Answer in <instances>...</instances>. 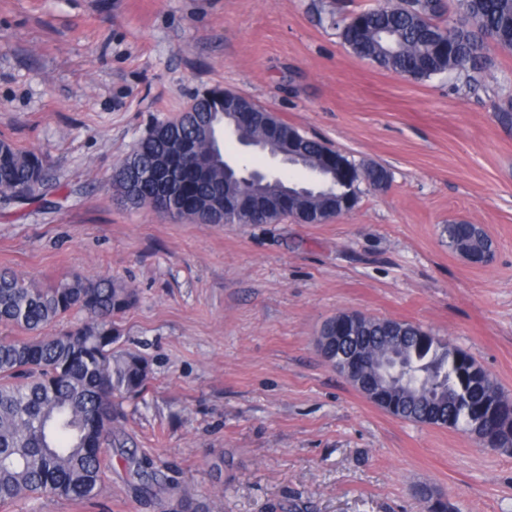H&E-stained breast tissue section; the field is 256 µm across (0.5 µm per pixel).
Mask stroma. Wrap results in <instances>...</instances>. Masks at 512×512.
<instances>
[{
	"mask_svg": "<svg viewBox=\"0 0 512 512\" xmlns=\"http://www.w3.org/2000/svg\"><path fill=\"white\" fill-rule=\"evenodd\" d=\"M378 0H0V139L48 184L0 206V269L47 285L118 277V320L150 360L124 403V447L96 506L52 496L7 512H158L128 459L146 458L217 512H512V452L379 408L328 366L322 325L363 314L449 339L512 392V50L478 85L411 81L327 25ZM251 99L390 174L323 224H194L113 198L112 172L199 91ZM479 225L481 265L445 225ZM222 462L215 475L214 462Z\"/></svg>",
	"mask_w": 512,
	"mask_h": 512,
	"instance_id": "35a3bbf8",
	"label": "stroma"
}]
</instances>
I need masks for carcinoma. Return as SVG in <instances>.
<instances>
[{
  "label": "carcinoma",
  "instance_id": "obj_1",
  "mask_svg": "<svg viewBox=\"0 0 512 512\" xmlns=\"http://www.w3.org/2000/svg\"><path fill=\"white\" fill-rule=\"evenodd\" d=\"M328 22L340 30L351 51L398 76L424 81L454 72L467 83L484 69L491 44L512 48V0H386V3ZM224 91L196 94L172 119L156 122L113 173L125 175L136 198L131 208H153L157 188L142 183L143 174L160 160L165 143L178 148L168 160L181 172L178 207L173 220L216 224H275L272 212L249 217L241 212L224 217V164L210 157V119H222ZM495 117L512 126V97L495 105ZM304 169L316 170L315 157L325 143L300 134ZM363 182L377 189L389 182L388 171L350 161ZM47 181L42 160L0 140V202L14 200L19 185L28 199ZM286 179L269 175L247 192H274ZM298 207L336 217L329 194H312ZM448 248L480 263L491 243L475 224H449ZM137 300L136 291L110 279L72 276L54 285L27 281L0 270V322L24 335L0 337V507L34 496L53 495L79 503L94 502L112 471L107 449L119 443L114 429L124 400L148 391L152 371L148 359L120 344L116 318ZM73 313L83 319L61 330L56 323ZM356 336L366 356L362 370L381 393L367 398L389 414L411 422L472 431L481 423L486 447L512 448V395L469 354L422 327L396 320L355 315ZM135 474L144 497L156 498L162 512H213L190 497L179 484L161 482L139 460Z\"/></svg>",
  "mask_w": 512,
  "mask_h": 512
}]
</instances>
